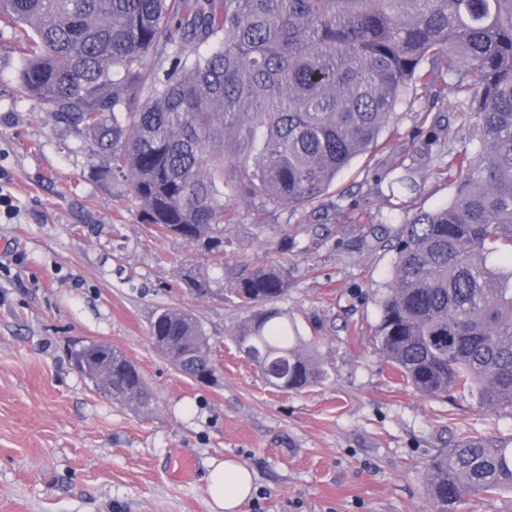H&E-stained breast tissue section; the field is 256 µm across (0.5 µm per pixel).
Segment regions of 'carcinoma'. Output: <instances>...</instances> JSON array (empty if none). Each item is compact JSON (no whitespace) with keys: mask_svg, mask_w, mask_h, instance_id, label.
Segmentation results:
<instances>
[{"mask_svg":"<svg viewBox=\"0 0 512 512\" xmlns=\"http://www.w3.org/2000/svg\"><path fill=\"white\" fill-rule=\"evenodd\" d=\"M17 28L15 94L84 126L114 178L129 182L151 234L205 253L238 221L319 203L378 140L409 91L439 88L477 119L478 147L448 149V205L416 212L395 243L374 339L419 393L512 410V0H0ZM207 47L200 52L201 47ZM410 174L389 191L412 194ZM283 261L239 260L235 291L257 312L235 343L265 381L302 389L322 371L275 309ZM153 344L190 378L216 372L196 316L165 308ZM70 360L101 392L148 410L152 395L121 351L97 341ZM434 512L465 495L512 491V436L462 432L431 457Z\"/></svg>","mask_w":512,"mask_h":512,"instance_id":"cac0c4a2","label":"carcinoma"}]
</instances>
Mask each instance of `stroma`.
Segmentation results:
<instances>
[{"label":"stroma","instance_id":"obj_1","mask_svg":"<svg viewBox=\"0 0 512 512\" xmlns=\"http://www.w3.org/2000/svg\"><path fill=\"white\" fill-rule=\"evenodd\" d=\"M14 27L0 24V512H211L206 475L234 458L253 474L239 512H433L424 473L458 431L512 435V411L471 397L448 400L408 387L379 353L375 291L391 278V245L412 214L446 206L454 188L410 134L421 117L455 149L474 148L425 90L409 94L375 155H361L324 205L280 207L271 227H224V252L206 256L182 239L156 238L123 180L105 171L86 131L16 97L21 59ZM411 166L420 190L391 198L383 176ZM304 224L274 306L311 343L318 383L267 385L234 341L246 311L226 267L238 255L277 260L283 225ZM206 278L201 296L192 281ZM163 307L192 312L213 347L217 381L179 372L149 336ZM120 349L152 389L149 412L113 401L74 369L68 348ZM190 476L172 475L178 457Z\"/></svg>","mask_w":512,"mask_h":512}]
</instances>
